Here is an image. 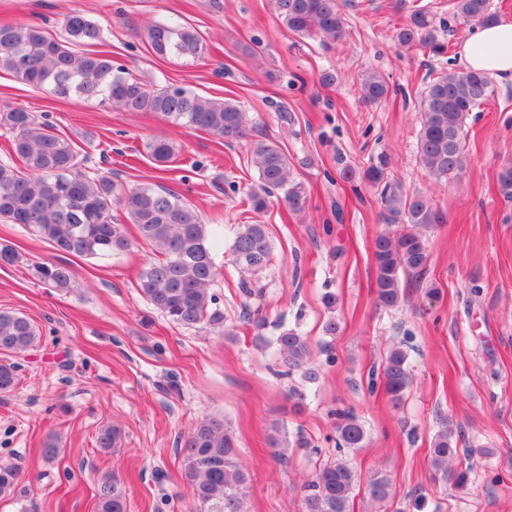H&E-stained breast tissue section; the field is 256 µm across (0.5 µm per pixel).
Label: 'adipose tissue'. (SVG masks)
I'll list each match as a JSON object with an SVG mask.
<instances>
[{
    "mask_svg": "<svg viewBox=\"0 0 512 512\" xmlns=\"http://www.w3.org/2000/svg\"><path fill=\"white\" fill-rule=\"evenodd\" d=\"M464 69L482 70L493 78H512V17L475 29L457 49Z\"/></svg>",
    "mask_w": 512,
    "mask_h": 512,
    "instance_id": "obj_1",
    "label": "adipose tissue"
}]
</instances>
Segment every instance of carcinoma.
I'll use <instances>...</instances> for the list:
<instances>
[{
  "label": "carcinoma",
  "instance_id": "cac0c4a2",
  "mask_svg": "<svg viewBox=\"0 0 512 512\" xmlns=\"http://www.w3.org/2000/svg\"><path fill=\"white\" fill-rule=\"evenodd\" d=\"M282 24L306 37L318 36L340 42L348 24L338 0H275ZM452 19L466 25L486 26L497 20L491 0H454ZM66 37H49L31 23L0 26V71L19 82L58 98L77 97L87 102L110 104L127 112H154L166 121L203 130L226 143L250 135V120L236 101L204 97L184 89L153 87L115 64L106 48L104 29L84 12L65 16ZM449 20L419 8L398 29V44L418 45L431 57L448 54L444 33ZM146 38L161 57L198 58L206 47L191 26L175 22L148 25ZM361 98L377 103L389 93L387 82L376 73L365 75ZM491 93L490 77L479 71L441 73L426 87L420 113L419 163L437 181L459 177L465 169L463 127L471 112ZM0 128L13 134L9 157L0 161V220L33 229L54 250L89 257L119 255L137 242L149 246L151 255L139 274V288L147 302L171 323L184 328L205 325L224 330V312L211 286L219 275L211 238L213 231L202 223L195 208L165 188L140 184L126 187L112 180V172L86 165L75 143L51 131V126L24 108L0 110ZM150 156L165 164L175 159L176 144L157 135L146 144ZM252 162L258 172V190L250 195L253 209L266 207V198L279 192L288 211L305 210L307 191L295 180L288 156L276 143L256 141ZM388 158L376 156L365 178L380 188L387 218L406 226L399 234L380 235L374 242L377 302L392 308L401 299V276L422 271L428 261L424 232L445 222V214L420 193H408L387 179ZM123 212L127 224L112 216ZM232 264L242 273L264 270L272 260V244L263 224H235L230 245ZM32 277L47 286L69 289L75 275L65 265L41 261L30 265ZM39 340L35 324L23 313L0 309V352L20 356ZM278 352L288 368L299 370L310 382L318 378L311 363L308 340L293 330L276 337ZM15 362H0V395L12 393L18 384ZM388 393L402 399L411 382L408 354L400 346L388 353L382 373ZM336 444L357 448L366 430L350 411L336 413ZM183 477L191 486L199 512H246L249 477L237 458L235 441L224 419L200 420L180 442ZM457 453L452 430L443 427L431 448L434 473L463 486L469 470L448 471V460ZM18 470L0 466V498L14 495ZM356 474L344 462L321 467L304 485L302 512H350ZM377 501L390 496V484L374 475L368 485ZM98 512H127L121 480L104 474L97 485Z\"/></svg>",
  "mask_w": 512,
  "mask_h": 512
}]
</instances>
